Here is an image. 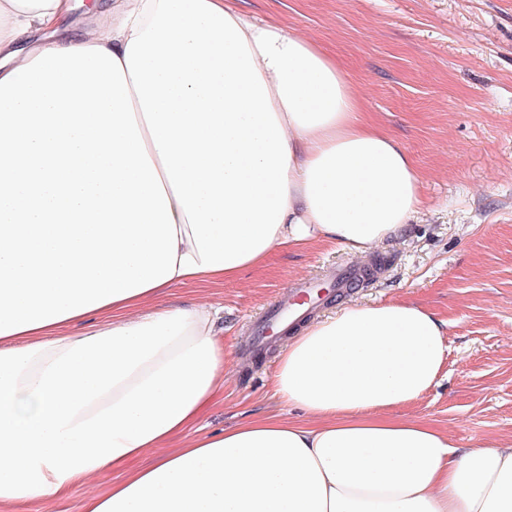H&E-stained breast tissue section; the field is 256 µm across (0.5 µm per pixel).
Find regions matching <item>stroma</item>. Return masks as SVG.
Listing matches in <instances>:
<instances>
[{
    "instance_id": "stroma-1",
    "label": "stroma",
    "mask_w": 512,
    "mask_h": 512,
    "mask_svg": "<svg viewBox=\"0 0 512 512\" xmlns=\"http://www.w3.org/2000/svg\"><path fill=\"white\" fill-rule=\"evenodd\" d=\"M255 20L334 57L365 118L394 138L420 178L404 233L358 255L338 244L280 246L222 284L174 288L177 301L224 307L227 380L202 413L208 433L276 411L271 376L282 340L252 330L278 292L331 266L379 271L318 308L403 301L445 322L436 386L396 408L461 448L512 440V0H237Z\"/></svg>"
}]
</instances>
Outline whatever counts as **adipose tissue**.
Masks as SVG:
<instances>
[{"mask_svg":"<svg viewBox=\"0 0 512 512\" xmlns=\"http://www.w3.org/2000/svg\"><path fill=\"white\" fill-rule=\"evenodd\" d=\"M75 8L0 0V512L87 484L83 512H512V445L390 416L446 353L403 302L289 337L273 396L308 424L190 436L224 328L168 291L286 244L366 253L419 178L333 58L234 0H107L93 28Z\"/></svg>","mask_w":512,"mask_h":512,"instance_id":"obj_1","label":"adipose tissue"}]
</instances>
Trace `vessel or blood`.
I'll return each instance as SVG.
<instances>
[{
    "label": "vessel or blood",
    "mask_w": 512,
    "mask_h": 512,
    "mask_svg": "<svg viewBox=\"0 0 512 512\" xmlns=\"http://www.w3.org/2000/svg\"><path fill=\"white\" fill-rule=\"evenodd\" d=\"M360 265L350 264L327 269L319 278H299L276 296L258 326L259 333L267 334L277 328H287L305 322L307 312L328 293L346 292L353 283L361 281Z\"/></svg>",
    "instance_id": "vessel-or-blood-1"
}]
</instances>
